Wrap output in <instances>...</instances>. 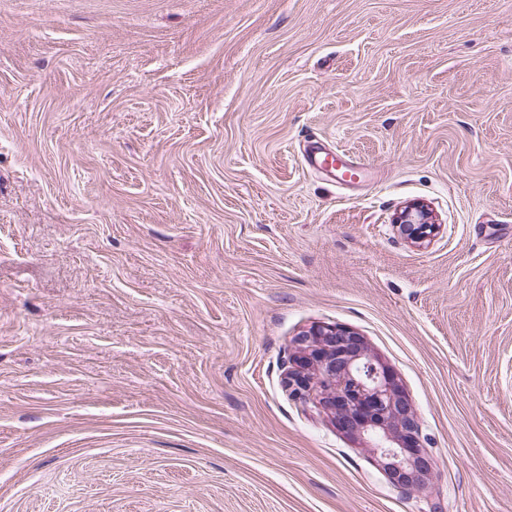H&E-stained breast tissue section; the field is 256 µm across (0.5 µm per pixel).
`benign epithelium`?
Returning <instances> with one entry per match:
<instances>
[{"label": "benign epithelium", "mask_w": 512, "mask_h": 512, "mask_svg": "<svg viewBox=\"0 0 512 512\" xmlns=\"http://www.w3.org/2000/svg\"><path fill=\"white\" fill-rule=\"evenodd\" d=\"M393 223L418 246L440 230L420 201L406 204ZM285 383L294 397L328 410L353 442L376 452L394 484L407 490L426 486L432 461L419 447L418 418L390 367L358 332L338 324L303 332L295 340Z\"/></svg>", "instance_id": "obj_1"}]
</instances>
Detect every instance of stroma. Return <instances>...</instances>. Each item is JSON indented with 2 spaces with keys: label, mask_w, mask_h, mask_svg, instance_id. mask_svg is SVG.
Instances as JSON below:
<instances>
[{
  "label": "stroma",
  "mask_w": 512,
  "mask_h": 512,
  "mask_svg": "<svg viewBox=\"0 0 512 512\" xmlns=\"http://www.w3.org/2000/svg\"><path fill=\"white\" fill-rule=\"evenodd\" d=\"M323 323L426 488L291 395ZM0 512H512V0H0ZM304 160L310 168L326 171L342 183L356 181L362 174V166L351 161L348 152L327 149L318 142L309 144ZM393 223L409 243L418 246L430 241L440 230L430 209L420 201L406 204L396 214Z\"/></svg>",
  "instance_id": "obj_1"
}]
</instances>
